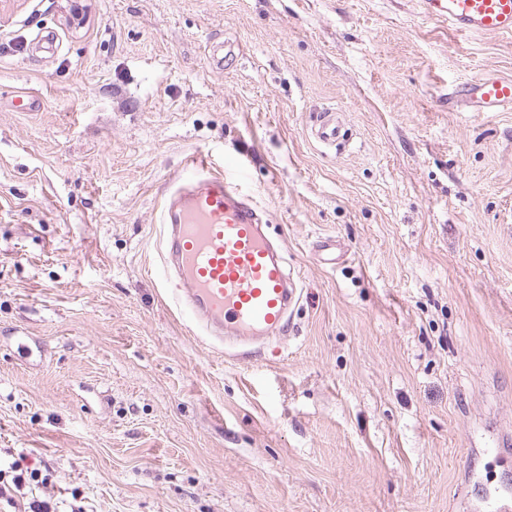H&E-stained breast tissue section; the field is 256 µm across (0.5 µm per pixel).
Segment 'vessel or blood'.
Returning a JSON list of instances; mask_svg holds the SVG:
<instances>
[{
	"label": "vessel or blood",
	"instance_id": "b4317fda",
	"mask_svg": "<svg viewBox=\"0 0 512 512\" xmlns=\"http://www.w3.org/2000/svg\"><path fill=\"white\" fill-rule=\"evenodd\" d=\"M427 18L464 35L512 34V0H419ZM472 112L512 109V78L488 71L452 91ZM322 144L341 146L346 131L335 111L313 130ZM166 228L163 267L173 270L176 301L222 335H281L296 299L283 257L261 230L258 207L240 179L213 174L192 156L161 212Z\"/></svg>",
	"mask_w": 512,
	"mask_h": 512
}]
</instances>
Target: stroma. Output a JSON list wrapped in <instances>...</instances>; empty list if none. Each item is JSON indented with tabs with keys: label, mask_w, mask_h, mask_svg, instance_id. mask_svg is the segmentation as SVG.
<instances>
[{
	"label": "stroma",
	"mask_w": 512,
	"mask_h": 512,
	"mask_svg": "<svg viewBox=\"0 0 512 512\" xmlns=\"http://www.w3.org/2000/svg\"><path fill=\"white\" fill-rule=\"evenodd\" d=\"M487 70L512 77V37L418 0H0V464L56 512H491L512 110L448 108ZM325 109L346 148L312 136ZM195 153L242 162L300 289L245 355L162 283Z\"/></svg>",
	"instance_id": "obj_1"
}]
</instances>
